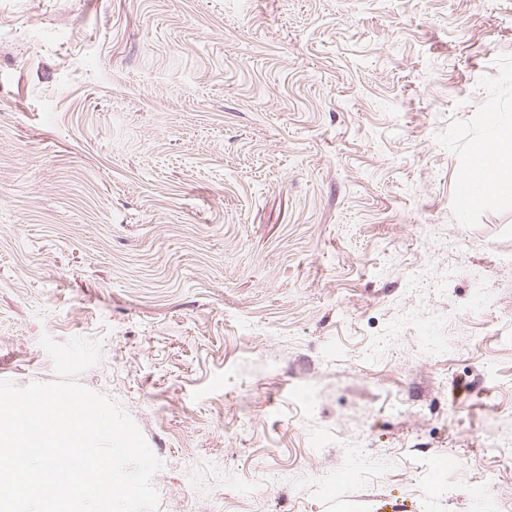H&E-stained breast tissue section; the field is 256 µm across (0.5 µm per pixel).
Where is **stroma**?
Instances as JSON below:
<instances>
[{"label":"stroma","mask_w":512,"mask_h":512,"mask_svg":"<svg viewBox=\"0 0 512 512\" xmlns=\"http://www.w3.org/2000/svg\"><path fill=\"white\" fill-rule=\"evenodd\" d=\"M495 124L512 0H0V380L100 342L156 512H512Z\"/></svg>","instance_id":"1"}]
</instances>
